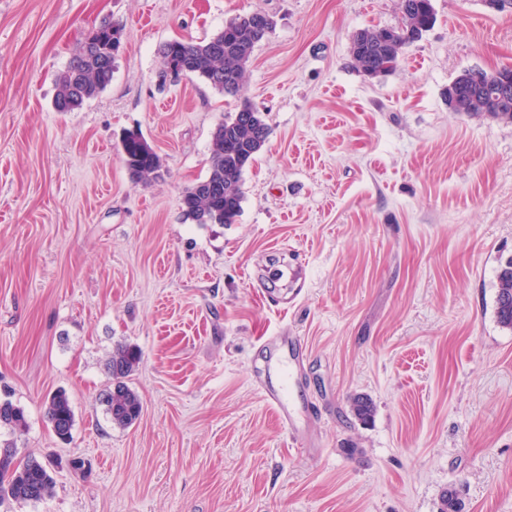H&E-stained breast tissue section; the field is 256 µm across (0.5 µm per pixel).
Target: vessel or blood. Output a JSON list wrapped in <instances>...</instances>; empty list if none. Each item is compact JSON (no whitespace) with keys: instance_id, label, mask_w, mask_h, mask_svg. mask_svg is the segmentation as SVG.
Returning <instances> with one entry per match:
<instances>
[{"instance_id":"b4317fda","label":"vessel or blood","mask_w":512,"mask_h":512,"mask_svg":"<svg viewBox=\"0 0 512 512\" xmlns=\"http://www.w3.org/2000/svg\"><path fill=\"white\" fill-rule=\"evenodd\" d=\"M268 345L276 356L263 367H254L252 376L281 427L300 445H307L311 430L309 411L296 403L288 390V381L304 351L303 340L295 334L270 337Z\"/></svg>"}]
</instances>
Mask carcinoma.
<instances>
[{
    "mask_svg": "<svg viewBox=\"0 0 512 512\" xmlns=\"http://www.w3.org/2000/svg\"><path fill=\"white\" fill-rule=\"evenodd\" d=\"M398 24L390 27L365 28V49L350 50V65L364 74H386L393 70L403 49L408 46L407 32L430 29L435 21L432 0H401ZM273 32L275 21L262 11L238 15L224 29L206 41L198 43L173 40L167 43L171 51L185 57L191 64L189 74L196 76L224 95H237L242 87L247 65L261 39L252 35L258 26ZM117 33L122 28L104 23L91 33L85 44L96 48L87 56L85 50L74 55L58 79L55 107L59 112H73L95 97L112 82L108 70L110 51L108 30ZM270 133L263 113L248 101H243L234 113L224 116L212 133L210 169L207 178L183 192L180 205L187 219L198 224H232L241 212L242 177L245 168L264 147ZM122 151L130 177L144 184L159 177L163 167L160 155L141 133H126ZM496 318L512 329V257L499 265L497 273ZM142 360L140 350L132 345H120L108 361L113 384L104 397L105 411L111 424L126 428L140 416L139 395L126 382ZM354 416L368 421L374 411L372 400L355 396L350 401ZM45 414L55 436L63 442L72 438L74 411L63 390L45 399ZM21 433L27 426L22 407L9 398L0 399V427ZM52 464L33 456L18 458V452L0 453V507L14 503L39 502L54 489Z\"/></svg>",
    "mask_w": 512,
    "mask_h": 512,
    "instance_id": "carcinoma-1",
    "label": "carcinoma"
}]
</instances>
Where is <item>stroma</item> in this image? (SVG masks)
<instances>
[{"instance_id":"obj_1","label":"stroma","mask_w":512,"mask_h":512,"mask_svg":"<svg viewBox=\"0 0 512 512\" xmlns=\"http://www.w3.org/2000/svg\"><path fill=\"white\" fill-rule=\"evenodd\" d=\"M432 4L434 26L372 79L349 67L351 37L396 25L400 0H0V397L28 423L0 439L59 466L51 497L12 512H439L451 487L463 512H512V330L495 317L512 123L448 109L463 71L512 68V12ZM256 10L276 26L240 96L160 84L167 42ZM106 21L123 27L111 84L56 111L58 77ZM244 97L270 135L241 213L186 220L182 193ZM128 131L163 160L151 184L126 169ZM288 331L317 455L249 375ZM124 344L142 352L143 409L118 428L99 397ZM60 388L67 444L43 404Z\"/></svg>"}]
</instances>
